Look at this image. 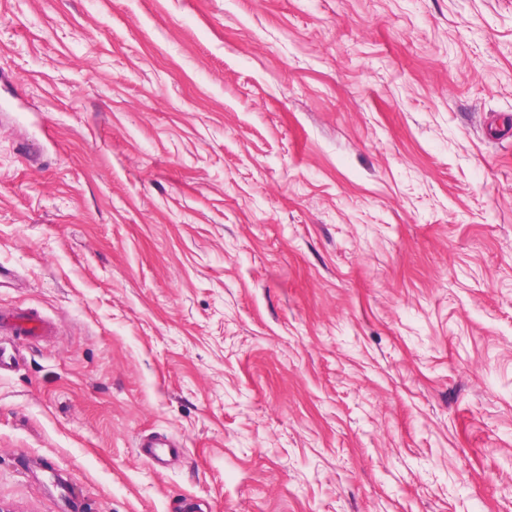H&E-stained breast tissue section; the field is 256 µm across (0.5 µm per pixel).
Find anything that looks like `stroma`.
<instances>
[{"instance_id":"stroma-1","label":"stroma","mask_w":512,"mask_h":512,"mask_svg":"<svg viewBox=\"0 0 512 512\" xmlns=\"http://www.w3.org/2000/svg\"><path fill=\"white\" fill-rule=\"evenodd\" d=\"M0 266L7 512H512V0H0ZM50 322L23 312L0 310V373L9 370L12 355L8 347L15 349L17 342L30 341L52 334ZM180 445L172 439L161 437H149L138 446L139 456L154 467H166L164 456L179 452Z\"/></svg>"}]
</instances>
